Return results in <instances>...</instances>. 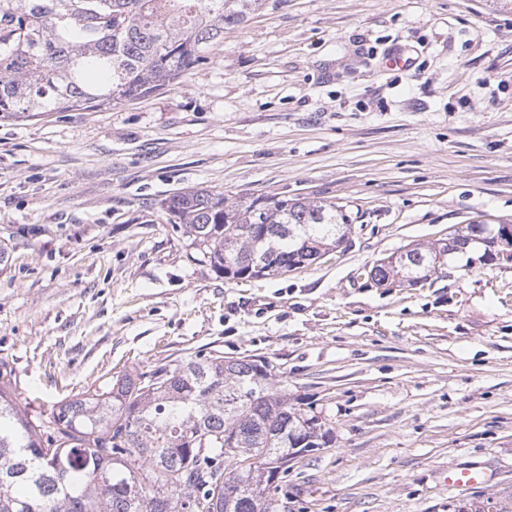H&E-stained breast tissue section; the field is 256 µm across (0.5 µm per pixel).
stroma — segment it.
<instances>
[{"label":"stroma","instance_id":"obj_1","mask_svg":"<svg viewBox=\"0 0 512 512\" xmlns=\"http://www.w3.org/2000/svg\"><path fill=\"white\" fill-rule=\"evenodd\" d=\"M190 189L332 200L351 232L229 279L161 207ZM511 216L512 0H263L150 96L0 123V361L47 415L126 369L264 358L334 431L282 512H448L512 491V261L391 290L367 268ZM470 467L490 482L449 488Z\"/></svg>","mask_w":512,"mask_h":512}]
</instances>
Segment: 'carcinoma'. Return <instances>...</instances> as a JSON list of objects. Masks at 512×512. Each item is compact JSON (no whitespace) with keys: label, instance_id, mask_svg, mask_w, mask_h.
Segmentation results:
<instances>
[{"label":"carcinoma","instance_id":"1","mask_svg":"<svg viewBox=\"0 0 512 512\" xmlns=\"http://www.w3.org/2000/svg\"><path fill=\"white\" fill-rule=\"evenodd\" d=\"M261 0H0V121L110 107L177 81ZM163 209L192 259L237 279L309 266L345 241L331 201L192 189ZM457 249L406 248L391 268L415 285ZM252 356L194 357L66 397L47 418L0 366V512H279L270 478L290 448H328L333 431L271 383ZM241 448L242 468L224 456ZM512 512V493L470 502Z\"/></svg>","mask_w":512,"mask_h":512}]
</instances>
